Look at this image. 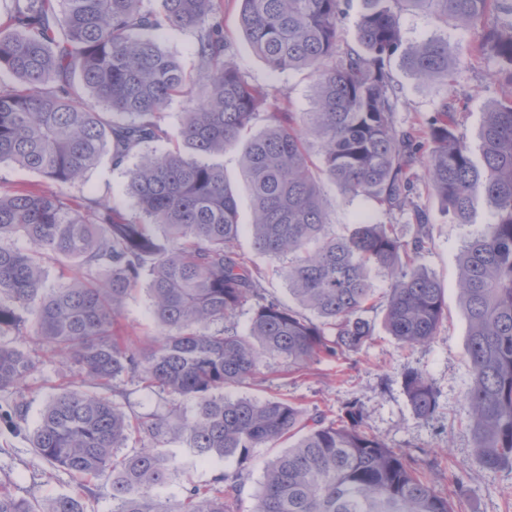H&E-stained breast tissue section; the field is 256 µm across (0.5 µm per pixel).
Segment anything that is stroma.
Returning a JSON list of instances; mask_svg holds the SVG:
<instances>
[{
	"label": "stroma",
	"instance_id": "1",
	"mask_svg": "<svg viewBox=\"0 0 512 512\" xmlns=\"http://www.w3.org/2000/svg\"><path fill=\"white\" fill-rule=\"evenodd\" d=\"M239 8L238 0H230L224 7V25L233 43L236 67L248 80L280 90L282 103L289 111H311L315 99L314 77L299 71H271L238 30ZM402 30L408 43L425 37L447 38L457 67V80L446 87L425 84L401 63H394L393 73L400 87L398 124L407 127L422 121L445 96L459 101L467 142L478 146L486 104L512 95V87L494 77V63L478 64L467 59L464 48L479 37V30L447 27L422 11L404 13ZM126 184L123 170L112 168L104 161L88 172L80 190L87 194L110 193L112 201L130 210L134 202L126 193ZM322 201L330 229L337 233L359 217L371 223L383 219L372 201L350 197L329 181L322 184ZM416 201L429 216L432 236L430 249L421 263L440 282L448 307L437 339L426 346L406 348L389 336L379 322L375 325L373 341L348 360L324 359L292 371L287 363L271 358L259 382L227 387L224 395L229 399L291 401L304 408L309 419L321 415L332 420L342 414L347 403H357L363 411L368 434L384 440L396 451H407L433 463L435 489L452 499L456 512H512V473L488 471L475 462L474 440L464 405L470 383L466 363L468 327L458 299L457 256L470 235L488 220V207L485 201H477L471 223L455 224L425 183H418ZM121 322L132 340L144 341L157 334L144 291H137L126 304ZM33 358L35 367L25 381L23 395L26 406L23 430L17 432L0 423V489L39 501L76 494L83 499L86 512H113L108 481L84 480L37 458L30 434L45 402L62 388H79L80 380L62 376L55 356L37 351ZM411 369L426 372L436 389L438 406L432 417L419 418L412 412L404 388V376ZM117 386L132 413L163 414L168 410L165 395L144 389L134 377L122 376ZM170 449L177 455L181 469L161 491L164 504L169 506L181 499L186 487L208 484L219 473L236 466L231 456L208 462L196 460L182 442L171 444Z\"/></svg>",
	"mask_w": 512,
	"mask_h": 512
}]
</instances>
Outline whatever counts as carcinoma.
I'll return each instance as SVG.
<instances>
[{"label":"carcinoma","instance_id":"1","mask_svg":"<svg viewBox=\"0 0 512 512\" xmlns=\"http://www.w3.org/2000/svg\"><path fill=\"white\" fill-rule=\"evenodd\" d=\"M240 2L238 24L267 66L315 78L306 117L234 65L224 0H10L0 19V164L55 189L0 190V392H20L33 368L8 336L49 349L82 379L46 402L32 444L76 477H111L114 512H236L252 449L281 440L289 446L266 467L253 512H455L415 459L363 430L356 405L310 426L292 402L227 399L224 387L256 381L269 358L299 370L359 352L374 337L373 271L390 279L388 334L407 347L436 339L447 305L419 265L431 242L414 202L420 164L453 223H471L480 197L490 209L458 255L465 409L478 465L512 471V96L487 107L475 152L446 99L422 123L398 125L392 70L398 58L418 78L454 80L448 39L404 44L401 16L418 10L482 27L471 59L494 62L512 85V0H362L354 46L342 39L345 0ZM160 31L194 36L195 74L152 38ZM178 98L185 109L172 128L165 117ZM262 107L267 126L245 135ZM308 136L321 142L317 169ZM162 142L173 147L159 152ZM230 147L240 148L251 195L252 248L284 262L294 307L266 293L239 250L236 191L214 162ZM104 157L126 169L136 213L68 192ZM323 178L387 215L412 212V235L363 222L330 233ZM50 262L59 268L53 288ZM140 285L159 334L134 347L120 316ZM247 304L242 328L235 315ZM123 375L166 394L175 420L127 411L114 385ZM404 386L416 416L435 412L425 373L409 371ZM185 399L195 404L190 418ZM177 439L203 461L235 455L238 467L185 489L171 509L159 490L179 472L164 450ZM131 440L132 452H121ZM0 512L86 510L77 496L31 502L0 490Z\"/></svg>","mask_w":512,"mask_h":512}]
</instances>
